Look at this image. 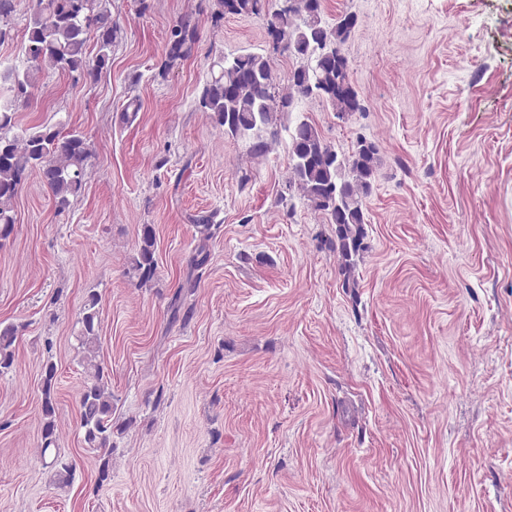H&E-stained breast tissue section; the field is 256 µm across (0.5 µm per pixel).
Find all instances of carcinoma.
Returning a JSON list of instances; mask_svg holds the SVG:
<instances>
[{"label":"carcinoma","mask_w":512,"mask_h":512,"mask_svg":"<svg viewBox=\"0 0 512 512\" xmlns=\"http://www.w3.org/2000/svg\"><path fill=\"white\" fill-rule=\"evenodd\" d=\"M217 15L258 14L261 0H216ZM324 0H290L288 13L270 14L267 26H278V39L288 57L297 61L287 81L271 60L243 50L212 63L200 104L224 134L251 139L255 156L266 154L269 141L280 129L288 133V189L296 191L318 211L325 223L336 225L339 253L344 268L351 254L361 249L366 202L378 176V146L364 136L347 153L328 144L317 125L297 111L299 103L319 99L337 115L363 110L359 92L350 82L348 59L343 52L356 25L352 14L331 24L324 18ZM117 29L100 0H30L24 53L28 66L7 69L10 97L0 105V247L11 237L16 223L15 202L31 176H37L59 211L66 210L82 190L92 158L88 140L61 123H44L13 132L14 106L29 102L36 89L37 73L53 69L74 74L94 84L112 60ZM198 41L197 25L186 19L170 33L167 56L184 59ZM157 271L156 236L152 225L141 228L127 274L144 287ZM101 296L87 291L79 320V345L84 381L79 392V428L84 443L97 453L98 483L112 471L115 425L112 421V389L108 373L98 359ZM20 327L0 324V375L14 363ZM56 366L43 367L42 452L56 448L57 413L52 397ZM55 476L61 485L71 482L76 465L55 454Z\"/></svg>","instance_id":"carcinoma-1"}]
</instances>
